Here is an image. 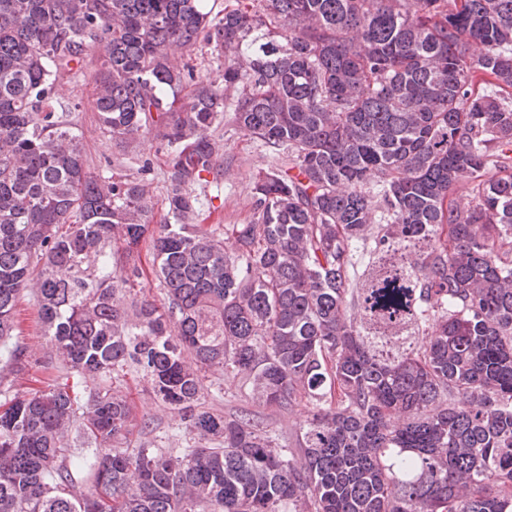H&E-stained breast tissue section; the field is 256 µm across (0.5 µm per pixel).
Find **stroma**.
<instances>
[{
	"label": "stroma",
	"mask_w": 512,
	"mask_h": 512,
	"mask_svg": "<svg viewBox=\"0 0 512 512\" xmlns=\"http://www.w3.org/2000/svg\"><path fill=\"white\" fill-rule=\"evenodd\" d=\"M85 63L83 74L58 82L55 100L58 106L70 111L73 122L82 133L86 166L96 175L117 173L148 183L154 221L162 223L166 214L165 171L170 150L150 132L141 133L127 151H119L113 146L96 122L90 83L98 67L96 54H89ZM216 136L222 146L219 163L223 176L218 186L206 190L207 195L214 198L215 212L211 221L223 225L252 223L255 218L252 189L260 171L269 166L270 159L257 142L244 136L236 127L232 110H225L224 123ZM15 320L17 339L33 358L32 363L14 375L15 387L23 394L47 389L59 372L47 365L49 338L44 334L38 307L30 295H22L18 301ZM205 383V400L209 407L226 414L248 415L272 430L281 445L298 448L301 428L311 410L306 400H296L286 409L259 405L252 399L250 386L242 377L224 374L218 367L207 370ZM125 391L133 406L135 428L140 431L142 440L160 442L167 448L185 446L189 439L187 432L179 428L177 419L155 399L141 374L128 373Z\"/></svg>",
	"instance_id": "35a3bbf8"
}]
</instances>
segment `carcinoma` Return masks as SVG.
I'll list each match as a JSON object with an SVG mask.
<instances>
[{
	"label": "carcinoma",
	"mask_w": 512,
	"mask_h": 512,
	"mask_svg": "<svg viewBox=\"0 0 512 512\" xmlns=\"http://www.w3.org/2000/svg\"><path fill=\"white\" fill-rule=\"evenodd\" d=\"M200 41L271 157L250 224L203 225ZM90 46L100 128L171 150L162 224L55 111ZM23 291L96 388L14 389ZM213 365L306 399L299 454L206 406ZM128 367L194 445H131ZM0 512H512V0H0ZM148 241L141 245V260L144 268L147 270V276L142 281L141 286L144 288V293L149 296L150 299L155 300L157 304H160L164 297V291L159 286V282L150 271V254L148 251Z\"/></svg>",
	"instance_id": "cac0c4a2"
}]
</instances>
